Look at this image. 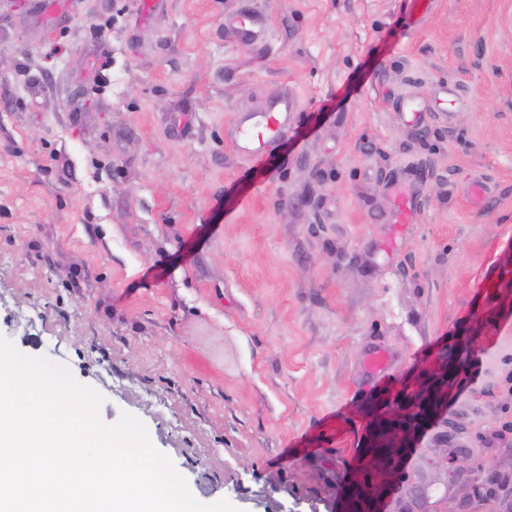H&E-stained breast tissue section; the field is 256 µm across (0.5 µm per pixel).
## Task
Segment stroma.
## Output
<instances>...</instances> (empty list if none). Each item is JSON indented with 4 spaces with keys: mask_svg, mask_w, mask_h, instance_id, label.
Masks as SVG:
<instances>
[{
    "mask_svg": "<svg viewBox=\"0 0 512 512\" xmlns=\"http://www.w3.org/2000/svg\"><path fill=\"white\" fill-rule=\"evenodd\" d=\"M406 2L0 0V335L141 419L200 502L353 512L375 420L448 356L468 463L424 437L372 512L415 482L503 510L512 0ZM257 9L265 39L225 27ZM282 92L296 128L240 155L238 114Z\"/></svg>",
    "mask_w": 512,
    "mask_h": 512,
    "instance_id": "stroma-1",
    "label": "stroma"
}]
</instances>
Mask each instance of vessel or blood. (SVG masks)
<instances>
[{
    "mask_svg": "<svg viewBox=\"0 0 512 512\" xmlns=\"http://www.w3.org/2000/svg\"><path fill=\"white\" fill-rule=\"evenodd\" d=\"M294 112V100L281 94L266 111L243 114L238 124L237 148L254 160H263L268 144L287 134Z\"/></svg>",
    "mask_w": 512,
    "mask_h": 512,
    "instance_id": "vessel-or-blood-1",
    "label": "vessel or blood"
}]
</instances>
